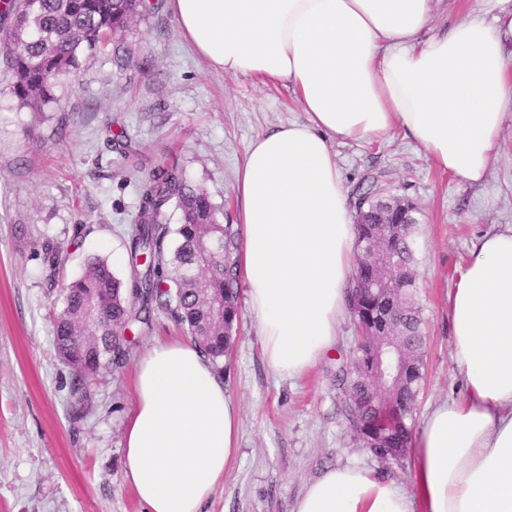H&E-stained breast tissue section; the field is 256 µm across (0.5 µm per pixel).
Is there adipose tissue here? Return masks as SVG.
Instances as JSON below:
<instances>
[{
    "mask_svg": "<svg viewBox=\"0 0 512 512\" xmlns=\"http://www.w3.org/2000/svg\"><path fill=\"white\" fill-rule=\"evenodd\" d=\"M218 72L288 83L308 120L252 139L236 173L237 272L273 371L298 378L335 345L355 226L332 143L401 131L482 184L512 112V0H476L427 34L440 0H169ZM464 394L411 443L403 491L359 466L324 471L294 512H512V227L475 239L448 292ZM240 413L194 343L137 362L123 477L145 512H203L238 451Z\"/></svg>",
    "mask_w": 512,
    "mask_h": 512,
    "instance_id": "ef3b65f1",
    "label": "adipose tissue"
}]
</instances>
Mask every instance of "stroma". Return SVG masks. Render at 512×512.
Wrapping results in <instances>:
<instances>
[{
  "instance_id": "35a3bbf8",
  "label": "stroma",
  "mask_w": 512,
  "mask_h": 512,
  "mask_svg": "<svg viewBox=\"0 0 512 512\" xmlns=\"http://www.w3.org/2000/svg\"><path fill=\"white\" fill-rule=\"evenodd\" d=\"M120 40L129 63L100 57L60 77L64 109L38 125L0 77V512H142L123 479L135 366L179 331L158 317L125 367L94 378L93 400L78 410L71 371L54 344L52 318L63 302L42 266L41 245L50 241L60 249L59 279L80 276L91 257L127 276L123 231L135 219L137 195L123 179L114 140L131 137L136 162L146 166L176 156L233 224L236 171L249 142L306 119L287 85L214 71L183 38L168 0H158ZM60 121L61 137L54 133ZM502 139L481 185L438 171L399 133L370 144L333 143L347 196L370 186L419 208L415 274L426 344L416 426L436 402L463 392L451 355L448 290L473 240L512 227V114ZM355 336L346 317L329 354L301 378H283L265 361L258 330L240 308L222 376L240 406L239 452L204 512H293L308 483L351 463L412 487L410 459L381 462L360 446L345 416L337 378L354 359Z\"/></svg>"
}]
</instances>
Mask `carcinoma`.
I'll use <instances>...</instances> for the list:
<instances>
[{"mask_svg":"<svg viewBox=\"0 0 512 512\" xmlns=\"http://www.w3.org/2000/svg\"><path fill=\"white\" fill-rule=\"evenodd\" d=\"M148 11L145 0H3L0 44L5 47L8 88L18 106L31 112L34 122L42 121L49 108L60 107L55 94L58 77L78 71L89 59L119 56L124 51L119 36ZM128 174L138 195L137 220L125 234L128 278L116 277L102 258L89 261L83 275L61 285L63 308L53 321L56 348L71 369L70 396L81 407L91 400L90 378L122 368L131 345L151 335L157 314L181 326L218 374L224 373V358L231 353L238 327L242 285L234 260L239 250L237 229L220 223L209 193L192 186L176 162L148 170L134 167ZM174 213L179 214L175 228L169 223ZM418 231L415 218L409 224H359L357 238L393 232L392 246L413 265ZM215 239L220 250L203 259L200 243ZM42 253L47 281L54 288L59 250L46 242ZM202 260L211 270L210 294L224 300L221 318L214 317L209 305L199 299V284L183 276ZM403 290L407 303L402 309L400 339L412 363L389 404L393 421L379 426L377 433L378 447L394 453L379 452L376 457L386 456L392 462L405 456L410 443L408 419L423 370V319L416 280L405 282ZM91 303L105 318L98 327L81 320ZM362 396L357 380L345 400L348 420L356 427L374 418Z\"/></svg>","mask_w":512,"mask_h":512,"instance_id":"cac0c4a2","label":"carcinoma"}]
</instances>
